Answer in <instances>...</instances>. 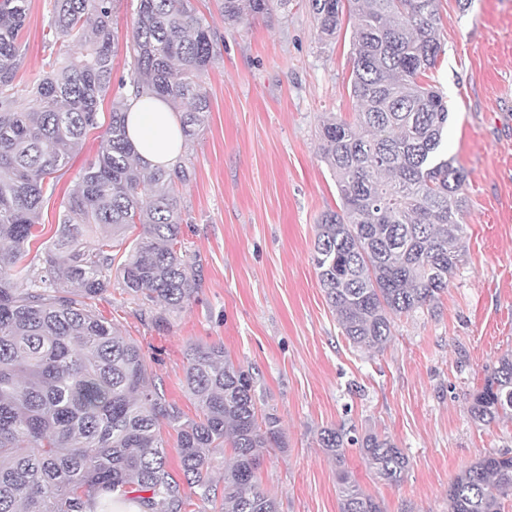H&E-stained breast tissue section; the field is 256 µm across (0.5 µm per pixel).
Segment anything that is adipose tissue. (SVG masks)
Returning <instances> with one entry per match:
<instances>
[{"instance_id":"1","label":"adipose tissue","mask_w":512,"mask_h":512,"mask_svg":"<svg viewBox=\"0 0 512 512\" xmlns=\"http://www.w3.org/2000/svg\"><path fill=\"white\" fill-rule=\"evenodd\" d=\"M126 124L128 137L144 162L170 166L178 161L183 145L179 120L162 98L129 97Z\"/></svg>"}]
</instances>
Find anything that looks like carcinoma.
Masks as SVG:
<instances>
[{
	"instance_id": "1",
	"label": "carcinoma",
	"mask_w": 512,
	"mask_h": 512,
	"mask_svg": "<svg viewBox=\"0 0 512 512\" xmlns=\"http://www.w3.org/2000/svg\"><path fill=\"white\" fill-rule=\"evenodd\" d=\"M439 2L308 0L326 38L344 16L355 19L359 110L351 122L331 112L321 123L340 205L316 225L312 263L342 335L368 351L385 348L396 318L434 306L465 257L466 175L444 148L448 105L423 83L443 53ZM29 4L0 0V512H112L117 500L187 512L193 495L209 512H278L258 473L265 451L286 442L280 417L258 412L252 374L220 344L191 346L184 386L200 415L187 419L140 347L95 307L115 272L138 316L160 326L198 287L177 194L190 169L141 161L125 114L131 89L163 98L192 145L209 109L201 76L220 57V35L194 0H139L130 80L114 93L113 0H53L46 36L56 50L20 91ZM268 11L269 0L220 4L228 25ZM105 99L97 154L63 197L55 237L31 257L51 175L98 127ZM469 415L481 424L512 418V351L473 392ZM164 425L177 433V473ZM319 443L336 461L340 512H384L346 468V445H359L365 466L391 485L408 469L403 450L386 434L352 438L343 428L322 430ZM511 495L512 455L489 452L448 485V512H504Z\"/></svg>"
}]
</instances>
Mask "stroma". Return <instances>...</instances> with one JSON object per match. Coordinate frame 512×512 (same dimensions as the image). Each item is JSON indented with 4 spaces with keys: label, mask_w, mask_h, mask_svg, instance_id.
<instances>
[{
    "label": "stroma",
    "mask_w": 512,
    "mask_h": 512,
    "mask_svg": "<svg viewBox=\"0 0 512 512\" xmlns=\"http://www.w3.org/2000/svg\"><path fill=\"white\" fill-rule=\"evenodd\" d=\"M138 0H115L113 81L130 77L127 43ZM224 43L202 77L204 129L182 152L190 179L181 193L185 248L198 260L191 302L157 326L141 320L119 286L97 311L142 348L167 398L186 417L198 407L182 381L190 344H220L257 378L262 408L282 419L286 447L261 461L279 512H339L336 465L318 444L323 428L389 435L409 458L397 485L370 472L358 446L346 466L385 512H448V485L491 451L512 452V420L470 418L484 373L512 350V0H441L443 53L429 82L448 103V154L467 174V259L437 308L395 322L378 353L342 336L311 256L315 224L337 209L317 130L328 113L352 119L351 21L322 41L307 0L273 4L267 15L222 22L219 0H195ZM51 0H31L22 31L25 63L16 82L36 81L50 50ZM100 126L60 171L42 211L44 238L78 172L94 158Z\"/></svg>",
    "instance_id": "35a3bbf8"
}]
</instances>
